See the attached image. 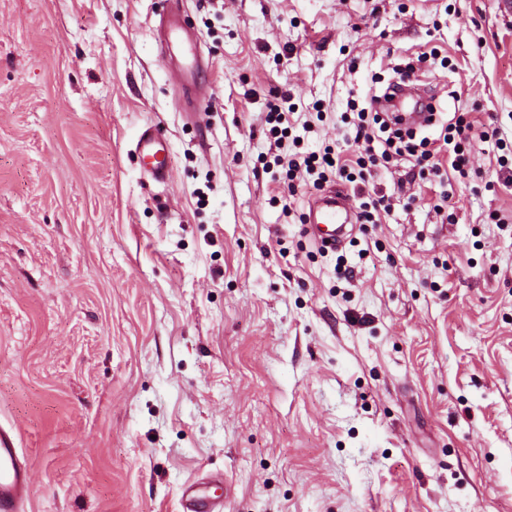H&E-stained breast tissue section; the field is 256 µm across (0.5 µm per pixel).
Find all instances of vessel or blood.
Instances as JSON below:
<instances>
[{
    "label": "vessel or blood",
    "instance_id": "b4317fda",
    "mask_svg": "<svg viewBox=\"0 0 512 512\" xmlns=\"http://www.w3.org/2000/svg\"><path fill=\"white\" fill-rule=\"evenodd\" d=\"M377 111L391 112L402 126L424 127L435 116L436 100L430 95L413 93L409 83H401L396 91L379 97L373 104ZM146 172L158 182L166 181L170 170L167 164L168 148L153 128L144 129L135 145ZM357 214L346 194L329 192L309 204L305 217L309 233L332 246L342 245ZM30 472L21 459L17 440L12 430L0 428V512H24L28 500ZM230 494L216 495L188 485L182 492L183 512H224L231 503Z\"/></svg>",
    "mask_w": 512,
    "mask_h": 512
}]
</instances>
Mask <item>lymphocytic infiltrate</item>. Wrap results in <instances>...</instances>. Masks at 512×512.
<instances>
[{"label":"lymphocytic infiltrate","mask_w":512,"mask_h":512,"mask_svg":"<svg viewBox=\"0 0 512 512\" xmlns=\"http://www.w3.org/2000/svg\"><path fill=\"white\" fill-rule=\"evenodd\" d=\"M353 132L347 137L353 152L343 156L332 147L323 152L302 154L299 152L278 156L288 179L305 173L315 183L346 180L368 183L377 161H390L393 157H410L420 169L439 172L442 167V147L451 148L454 158L452 169L459 176H467L468 155L474 147L470 124L455 116L441 123L438 140L417 137L415 132L402 130L395 119L387 113L374 111L372 107L361 108L352 121Z\"/></svg>","instance_id":"lymphocytic-infiltrate-1"}]
</instances>
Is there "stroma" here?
Segmentation results:
<instances>
[{
  "label": "stroma",
  "instance_id": "stroma-1",
  "mask_svg": "<svg viewBox=\"0 0 512 512\" xmlns=\"http://www.w3.org/2000/svg\"><path fill=\"white\" fill-rule=\"evenodd\" d=\"M0 0V427L27 512H512V12L501 0ZM437 52L438 61H421ZM448 65H440V58ZM413 79L483 136L468 177L383 164L377 224L322 249L265 122L301 151ZM153 127L170 177L144 171ZM178 36L182 41L190 47V56L187 57L186 66L180 70L181 77L188 85H196L194 79L199 77V72L196 70L200 66V57L197 52H192V47L195 46V37L182 25L179 15L171 11L167 20L166 28L161 32L160 38L162 44H167L170 36ZM231 501V494L226 488L224 494L216 495L191 484L182 492L183 512H224Z\"/></svg>",
  "mask_w": 512,
  "mask_h": 512
}]
</instances>
